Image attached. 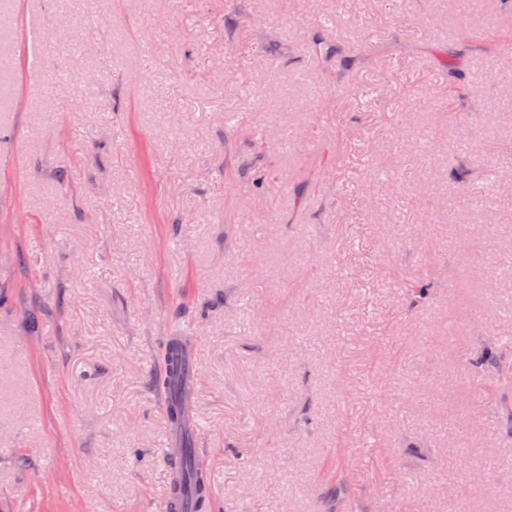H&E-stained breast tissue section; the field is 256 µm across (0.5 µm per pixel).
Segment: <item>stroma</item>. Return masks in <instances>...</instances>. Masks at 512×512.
Masks as SVG:
<instances>
[{
    "label": "stroma",
    "instance_id": "stroma-1",
    "mask_svg": "<svg viewBox=\"0 0 512 512\" xmlns=\"http://www.w3.org/2000/svg\"><path fill=\"white\" fill-rule=\"evenodd\" d=\"M462 28L512 0H0V512H165L180 331L211 512H512V383L470 364L512 178L466 198L512 53L449 108ZM438 62L441 69L448 72V89L458 99L463 98L468 93V88L461 84L458 80V73L463 65V55L459 52H454L451 55L448 53L437 54ZM173 340L165 342L160 349V359L163 363V372L154 378V385L162 388H168L173 394H165V415L170 426L179 427L184 418V404L182 398H178L174 395L175 382H178L180 387L185 384V375L183 368L178 358V347L181 343L187 342L189 336H172ZM170 399V400H169Z\"/></svg>",
    "mask_w": 512,
    "mask_h": 512
}]
</instances>
